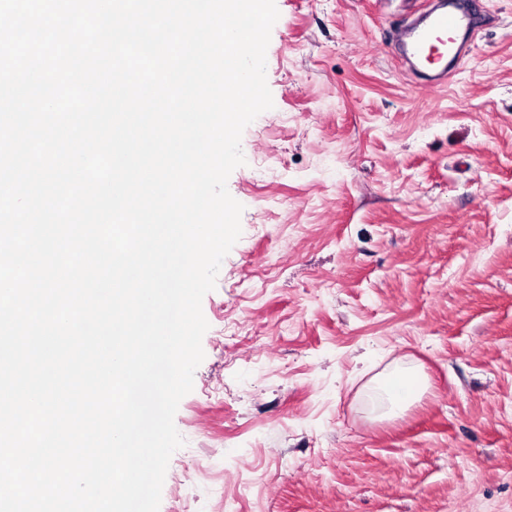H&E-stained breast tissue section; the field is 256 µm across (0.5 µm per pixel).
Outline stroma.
Segmentation results:
<instances>
[{
    "mask_svg": "<svg viewBox=\"0 0 512 512\" xmlns=\"http://www.w3.org/2000/svg\"><path fill=\"white\" fill-rule=\"evenodd\" d=\"M430 2L276 0L159 512H512V0L437 89L387 47ZM418 374L412 367H398L386 379L381 381L375 396L382 402L390 404L391 412L400 411L419 391Z\"/></svg>",
    "mask_w": 512,
    "mask_h": 512,
    "instance_id": "1",
    "label": "stroma"
}]
</instances>
